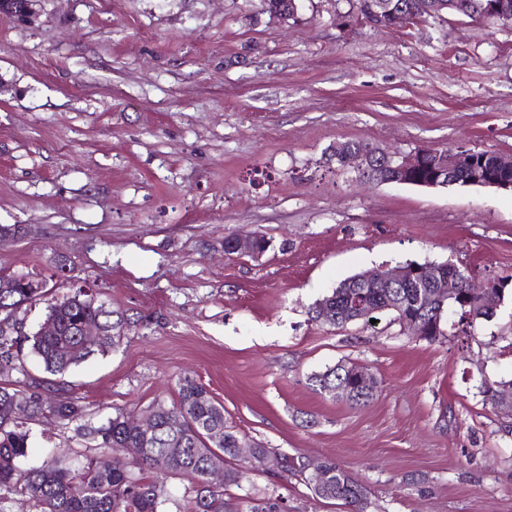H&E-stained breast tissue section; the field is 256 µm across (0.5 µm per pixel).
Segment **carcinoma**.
Returning <instances> with one entry per match:
<instances>
[{"label": "carcinoma", "mask_w": 512, "mask_h": 512, "mask_svg": "<svg viewBox=\"0 0 512 512\" xmlns=\"http://www.w3.org/2000/svg\"><path fill=\"white\" fill-rule=\"evenodd\" d=\"M382 0H359L357 13L344 17L343 25L365 21L383 26L387 14L379 8ZM445 149H432L424 156L423 165L411 179L415 182L446 178L448 174L436 163ZM487 150L463 149L456 152L453 165L455 185L469 183L472 170L481 166ZM49 281L35 272L0 273V372L10 367L27 376L25 353L34 355L43 370L61 376L91 354L117 346L124 330V318L115 316L97 303L89 288L73 286L69 293L48 303L45 320L57 325L53 335L42 328L24 333L18 327L26 321L27 307L43 300L52 292ZM429 285L409 278L379 295L362 287L354 275L341 282L331 294L315 303L311 319L336 330L357 323H368L379 313L393 315L394 321L416 316L427 330L425 340L443 335L441 318L444 309L455 305L461 318L485 316L477 306L478 297L469 289L459 288L444 306L425 307ZM95 322L101 330L94 346L85 344L81 327ZM313 386L323 396H333L336 367L310 376ZM22 380L0 383V512L17 496L34 502L38 512H167L164 480L183 476L190 481L191 512H224L225 498L206 488L210 468L227 457L237 459L236 448L242 441L224 419V406L196 380L185 377L178 384V401L171 406L157 404L147 409L151 432L128 426L130 414L118 412L98 423L88 419L86 406L70 396L42 397L39 383L28 390L17 388ZM51 418L62 425L81 423L84 436L101 439V447L110 448V459L87 457L82 461L67 456L39 468L22 470L19 462L29 448L27 424ZM326 488L322 499L337 501L349 512H369L371 501L365 484L352 472L332 459L325 460ZM263 507L250 512H286L276 490L261 497Z\"/></svg>", "instance_id": "obj_1"}]
</instances>
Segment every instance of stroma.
<instances>
[{
    "mask_svg": "<svg viewBox=\"0 0 512 512\" xmlns=\"http://www.w3.org/2000/svg\"><path fill=\"white\" fill-rule=\"evenodd\" d=\"M357 0H43L0 14V270L77 284L127 323L120 346L65 375L93 421L173 405L193 377L246 442L331 458L372 512H512V415L483 385L512 379V287L489 318L445 309L434 341L389 316L332 330L314 303L355 274L411 262L512 276V191L365 184L333 143L512 154V28L453 14L341 26ZM261 233L260 260L225 256ZM378 380L364 407L321 396L339 363ZM89 446L33 424L21 469ZM288 512H347L263 468ZM1 1V0H0ZM2 0L0 2V13L4 9L17 19L21 21H33L37 16L35 5L41 2L40 0Z\"/></svg>",
    "mask_w": 512,
    "mask_h": 512,
    "instance_id": "35a3bbf8",
    "label": "stroma"
}]
</instances>
